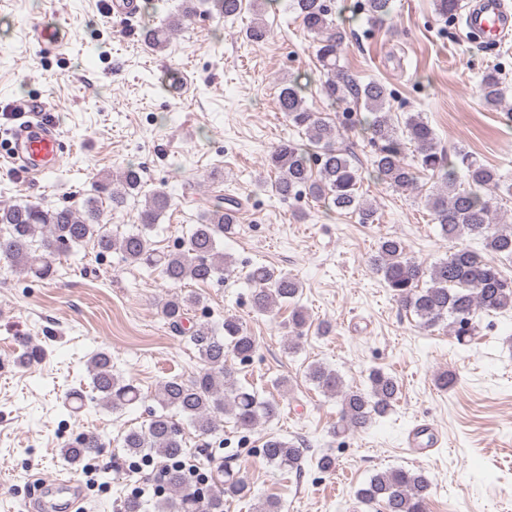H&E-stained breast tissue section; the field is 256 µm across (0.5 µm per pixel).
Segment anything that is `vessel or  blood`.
<instances>
[{
    "label": "vessel or blood",
    "instance_id": "1",
    "mask_svg": "<svg viewBox=\"0 0 512 512\" xmlns=\"http://www.w3.org/2000/svg\"><path fill=\"white\" fill-rule=\"evenodd\" d=\"M467 25L480 33L485 42L497 43L512 34V8L505 0H474L467 15ZM26 121L10 133L5 142L7 158L17 166L25 177L34 179L44 176L56 167L65 152V146L48 123L46 110L42 106L26 109ZM441 435L437 428L427 422L416 425L408 434L407 446L417 456H425L438 447ZM39 491L43 497L42 512H48L49 497L69 494L73 484L58 478L40 481Z\"/></svg>",
    "mask_w": 512,
    "mask_h": 512
}]
</instances>
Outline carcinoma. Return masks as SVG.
Here are the masks:
<instances>
[{
	"mask_svg": "<svg viewBox=\"0 0 512 512\" xmlns=\"http://www.w3.org/2000/svg\"><path fill=\"white\" fill-rule=\"evenodd\" d=\"M208 13L218 19H234L241 11V0H204ZM435 11L445 21H454L461 9L460 0H435ZM305 30L313 35L320 65L322 91L332 105L351 103L366 111L358 118L341 112L331 124L306 105L304 87L290 81L280 89L278 102L292 127L304 133L309 149L293 140L282 141L268 156L267 165L276 173L271 189L281 199L298 200L309 196L329 210L358 215L362 224L375 221L377 209L359 195V169L345 150L336 146L340 132L362 129L367 142L375 148L371 161L374 178L395 190H417L422 172L438 177L441 187L425 196V205L437 225L440 237L449 243L446 257L425 268L407 256L404 242L397 237L379 241L371 263L376 274L401 306L411 311L425 329L445 323L457 345L466 347L474 338L476 317L484 313L512 310V278L505 277L497 262L512 260V225L496 222L490 200L473 190L460 188L456 164L438 147L435 133L418 114L396 121L388 108L392 90L378 79L361 82L339 65V50L345 34L333 19L330 0H292ZM391 0H365L370 19L389 14ZM196 14L193 0H184L182 8L158 25L143 27L144 42L155 50L164 49L176 31L185 27ZM269 30L258 18L246 30V38L260 44ZM506 86L499 71L489 68L480 82L484 103L498 108L505 101ZM414 144L416 164L405 162L406 143ZM465 168V178L478 188H498L501 175L468 154H458ZM139 172L128 167L115 176L94 181L83 210L71 207L45 208L27 202L0 206V262L9 271L40 281L55 277L56 260L68 255L87 241H94L100 253L118 252L128 264L159 270L174 286L188 281L206 283L231 272L234 260L219 248L221 238L233 233L239 202L232 197L216 196L207 201L200 222L193 225L182 248L159 252L153 248L148 231L170 208L164 191L146 196L138 213L141 228L120 237L104 230L101 199L111 202L112 210L121 209L128 198L141 193ZM473 240L482 245L463 244ZM428 277L427 287L419 286ZM252 288L251 305L259 313H270L280 301L292 304L291 334L299 337L308 321L299 305L301 283L292 275L266 265L251 267L245 274ZM200 303L193 295L174 293L162 304L161 313L168 324L179 331L190 313ZM190 340L197 349L202 367L190 380L171 378L161 383L154 399L164 412L154 415L146 428L131 430L122 437V447L131 455L147 452L171 460L184 455L182 429L173 409L201 435L222 429V417L236 427L250 431L269 423L281 414L280 403L262 398L236 378L233 361L252 358L257 343L242 322L227 315L218 327L204 323L195 326ZM44 351L28 342L22 343L18 357L27 367L41 360ZM96 396L93 403L113 412H121L142 398L140 389L130 380L112 373V356L106 351L92 354L88 361ZM305 377L323 394L336 398L339 419L333 426L334 437L367 428L375 418L385 415L400 395L398 380L391 374L372 369L366 386L350 387L334 370L319 362L306 368ZM103 447L93 435H82L74 444L61 449L62 458L74 464L83 456ZM209 466L210 482L192 490L185 485L181 472L172 469L167 476L171 496H156L153 512H224V499L249 492L246 481L236 476L224 458L202 449ZM303 449L300 443L270 435L263 443L267 462L300 470ZM431 483L421 471L404 468L378 471L356 492L357 501L367 507L378 506L382 512H426Z\"/></svg>",
	"mask_w": 512,
	"mask_h": 512,
	"instance_id": "1",
	"label": "carcinoma"
}]
</instances>
